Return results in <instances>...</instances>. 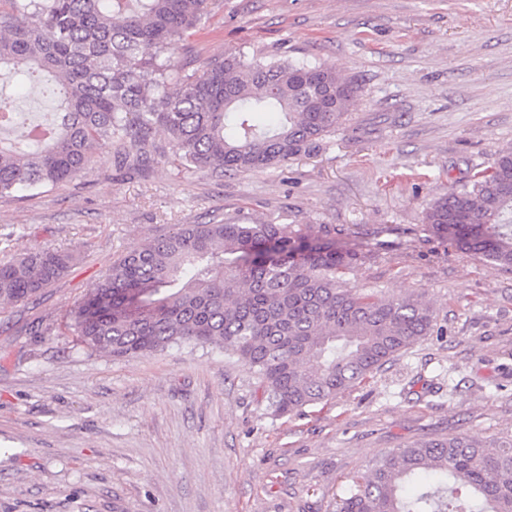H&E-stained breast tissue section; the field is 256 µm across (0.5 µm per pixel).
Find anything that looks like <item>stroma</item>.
Here are the masks:
<instances>
[{
    "mask_svg": "<svg viewBox=\"0 0 512 512\" xmlns=\"http://www.w3.org/2000/svg\"><path fill=\"white\" fill-rule=\"evenodd\" d=\"M237 51L336 68L358 86L334 134L271 169L216 179L154 160L0 197V261L74 253L0 305V512H335L354 476L421 438L512 433V268L423 229L427 207L512 147V0H224L170 56ZM335 228L351 286L415 295L430 335L365 383L276 418L256 375L201 346L133 359L72 329L112 263L180 224Z\"/></svg>",
    "mask_w": 512,
    "mask_h": 512,
    "instance_id": "stroma-1",
    "label": "stroma"
}]
</instances>
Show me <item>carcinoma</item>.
Returning <instances> with one entry per match:
<instances>
[{"mask_svg": "<svg viewBox=\"0 0 512 512\" xmlns=\"http://www.w3.org/2000/svg\"><path fill=\"white\" fill-rule=\"evenodd\" d=\"M208 2L0 0V80L59 102L37 123L0 92V197L87 174L103 141L134 167L157 155L221 178L277 167L335 133L358 89L331 66L230 52L188 73L168 55L204 25ZM424 223L512 267V149L434 201ZM330 235L322 224H181L88 288L74 333L120 357L221 349L257 375L274 415H294L365 382L432 329L419 298L349 286L357 253ZM75 261L40 247L0 262V302L40 294ZM336 512H512V434L396 448L352 478Z\"/></svg>", "mask_w": 512, "mask_h": 512, "instance_id": "obj_1", "label": "carcinoma"}]
</instances>
